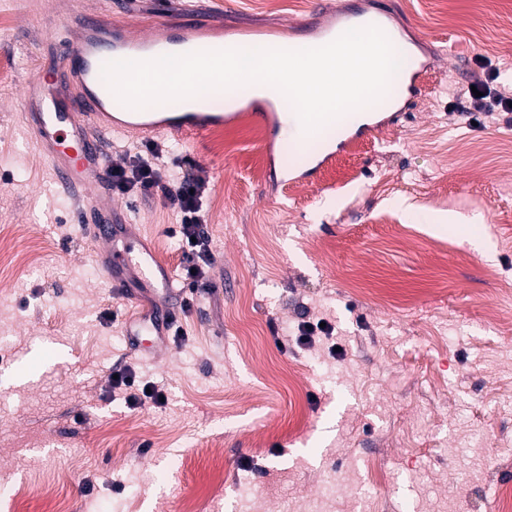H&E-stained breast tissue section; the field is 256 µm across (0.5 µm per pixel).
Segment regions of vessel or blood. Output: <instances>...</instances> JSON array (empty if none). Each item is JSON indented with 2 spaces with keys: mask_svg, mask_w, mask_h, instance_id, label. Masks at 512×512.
I'll use <instances>...</instances> for the list:
<instances>
[{
  "mask_svg": "<svg viewBox=\"0 0 512 512\" xmlns=\"http://www.w3.org/2000/svg\"><path fill=\"white\" fill-rule=\"evenodd\" d=\"M81 25L74 39L67 41L59 55L56 71L46 72L30 81L22 95V120L38 143L42 156L54 171L58 182L78 195V217L84 234L106 243L99 255V268L111 287L133 295L134 286L161 280L166 292L165 303L144 310L133 303L132 314L125 324L127 336L139 334L142 318H149L156 336H166L177 309L185 306L184 289L175 287L169 270L139 240H132L123 250L112 248L116 227L108 217L110 207L101 191L112 168V154L105 144L114 136L129 133L144 138L179 134L202 136L209 129L223 125L220 109L181 112H146L128 106H116L115 97L102 78L104 63L114 57L136 54L151 59L159 50L180 46L188 51L217 50L222 36L212 25L193 27L154 21L146 34L131 36L127 26L118 22L101 26L96 15L80 11ZM356 11H348L332 21L331 27L317 26L314 20L302 25L303 32L323 38L354 28ZM283 98L277 89H269L265 101L254 103L251 117L265 129L271 142L280 147L300 150L301 145L285 129L286 115L276 109ZM70 130L73 139L61 146L58 133Z\"/></svg>",
  "mask_w": 512,
  "mask_h": 512,
  "instance_id": "obj_1",
  "label": "vessel or blood"
}]
</instances>
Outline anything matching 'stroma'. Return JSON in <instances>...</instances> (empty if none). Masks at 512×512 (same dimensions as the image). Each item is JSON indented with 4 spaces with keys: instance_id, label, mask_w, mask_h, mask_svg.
<instances>
[{
    "instance_id": "1",
    "label": "stroma",
    "mask_w": 512,
    "mask_h": 512,
    "mask_svg": "<svg viewBox=\"0 0 512 512\" xmlns=\"http://www.w3.org/2000/svg\"><path fill=\"white\" fill-rule=\"evenodd\" d=\"M319 0H142L103 22L210 20L245 44L290 33ZM73 0H0V512H487L512 486V125L449 107L486 77L512 87L497 18L512 0H395L392 26L434 71L398 124L336 149L310 183L270 180L240 97L220 134L169 136L208 183L212 293L159 356L132 345L130 303L21 123L28 80L53 68ZM131 232L173 274L161 197L129 201ZM455 213L460 231L439 227ZM480 239L483 249L471 246ZM330 337L278 338L301 318ZM167 396L128 409L113 371ZM221 457L196 450L211 437ZM166 482H155L156 473Z\"/></svg>"
}]
</instances>
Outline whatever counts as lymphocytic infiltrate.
I'll use <instances>...</instances> for the list:
<instances>
[{
    "label": "lymphocytic infiltrate",
    "instance_id": "f902f5d3",
    "mask_svg": "<svg viewBox=\"0 0 512 512\" xmlns=\"http://www.w3.org/2000/svg\"><path fill=\"white\" fill-rule=\"evenodd\" d=\"M496 68H489L476 92L454 94L453 110L469 114L478 125L512 123V94L498 86ZM187 156L165 159L158 143L147 142L141 153L125 164L113 167L110 186L113 194L136 200L162 195L177 215L178 247L182 252V279L190 290L209 291V271L213 264L211 239L205 229L204 200L207 187L189 168Z\"/></svg>",
    "mask_w": 512,
    "mask_h": 512
}]
</instances>
